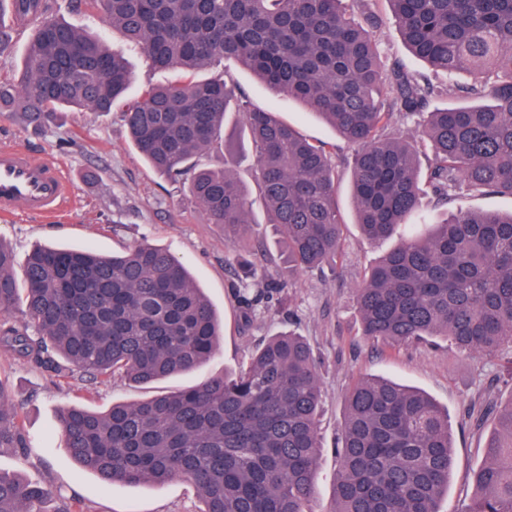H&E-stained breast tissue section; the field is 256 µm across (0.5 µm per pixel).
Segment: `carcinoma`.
<instances>
[{
	"label": "carcinoma",
	"mask_w": 512,
	"mask_h": 512,
	"mask_svg": "<svg viewBox=\"0 0 512 512\" xmlns=\"http://www.w3.org/2000/svg\"><path fill=\"white\" fill-rule=\"evenodd\" d=\"M141 47L157 69L192 73L231 58L274 92L296 99L357 150L348 161L356 224L369 241L408 226L424 193L446 207L464 190L512 196V0H387L413 56L448 75L431 83L400 61L384 63L376 24L342 0H79ZM33 24L17 75L0 81V110L43 123L66 108L106 114L127 98L124 57L100 34L51 16L48 0H0V54L12 40L1 21ZM465 84L451 82L461 72ZM498 74L485 92L484 75ZM443 96L467 101L434 108ZM238 113L256 156L254 178L288 246V276L255 287L258 251L248 236L251 202L228 170L197 158ZM427 117L431 152L390 138L396 114ZM131 143L167 177L186 176L207 223L224 227L239 253L231 283L242 329L298 275L341 256L336 157L276 113L250 105L216 76L149 86L125 104ZM432 231L400 236L356 289L362 334L390 345L442 336L467 353L512 347V213L458 208ZM23 285H18V281ZM24 308V321L10 318ZM218 314L167 250L140 244L123 255L37 247L21 273L0 242V348L80 380L124 377L142 385L191 373L217 352ZM322 382L312 350L293 331L257 347L236 372L105 411L70 405L58 413L64 446L105 485L190 482L202 512H311ZM335 448L332 512H438L448 492V412L427 394L385 378L356 382L344 399ZM499 429L474 474L465 512H512V404L482 412ZM20 405L0 388V448L23 450ZM48 485L0 474V512H45Z\"/></svg>",
	"instance_id": "obj_1"
}]
</instances>
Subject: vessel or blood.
Returning a JSON list of instances; mask_svg holds the SVG:
<instances>
[{
	"label": "vessel or blood",
	"instance_id": "b4317fda",
	"mask_svg": "<svg viewBox=\"0 0 512 512\" xmlns=\"http://www.w3.org/2000/svg\"><path fill=\"white\" fill-rule=\"evenodd\" d=\"M67 199V182L58 166L17 147L0 148V216L9 217L20 207L34 216L55 218Z\"/></svg>",
	"mask_w": 512,
	"mask_h": 512
}]
</instances>
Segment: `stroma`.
I'll list each match as a JSON object with an SVG mask.
<instances>
[{
  "label": "stroma",
  "mask_w": 512,
  "mask_h": 512,
  "mask_svg": "<svg viewBox=\"0 0 512 512\" xmlns=\"http://www.w3.org/2000/svg\"><path fill=\"white\" fill-rule=\"evenodd\" d=\"M357 14L377 17L374 29L383 60H401L412 71L436 83L445 74L432 71L405 49L386 0H354ZM54 17L84 31L104 33L111 48L120 50L132 72L131 94L150 85L182 83L188 76L178 69L157 70L144 52L77 0H51ZM207 76L224 75L244 89L255 107L270 110L314 143L335 153L338 202L343 221V255L337 265L303 275L287 294L288 312L262 310L250 332H242L230 288L235 254L224 241L223 227L207 223L185 179L157 174L145 164L130 142L120 110L56 112L35 127L0 117V146L25 148L38 159L58 164L69 184L66 212L53 221L16 209L0 219V243L24 263L38 246L91 248L103 255L124 252L147 242L173 253L196 277L220 313L224 336L215 356L189 375L169 376L149 385L120 379L78 381L54 376L0 352V385L12 391L21 406L29 446L25 451H0V472L22 475L51 484L64 498H78L83 512H202L204 504L189 482L176 478L165 485L103 486L82 470L63 446L57 425L62 407L84 403L96 410L113 403H135L197 384L223 371L238 369L261 339L294 327L313 348L320 363L322 409L319 433L324 450L319 458L318 491L313 512H331L337 470L334 445L340 434L347 390L362 378L382 375L422 389L448 412L454 454L448 492L437 504L439 512H464L475 493L472 475L484 462L483 448L494 421L477 424L473 410L488 402L512 401V348L491 356L469 355L444 338L433 343L392 347L361 334L355 292L393 240L366 241L355 222L350 170L345 160L352 147L302 104L274 94L241 64L223 60L210 66ZM222 138L201 164L230 169L243 181L254 205L251 232L277 258L267 269L276 276L285 261L286 242L276 225L266 223L258 188L250 175L253 157L236 114L224 120Z\"/></svg>",
  "instance_id": "1"
}]
</instances>
